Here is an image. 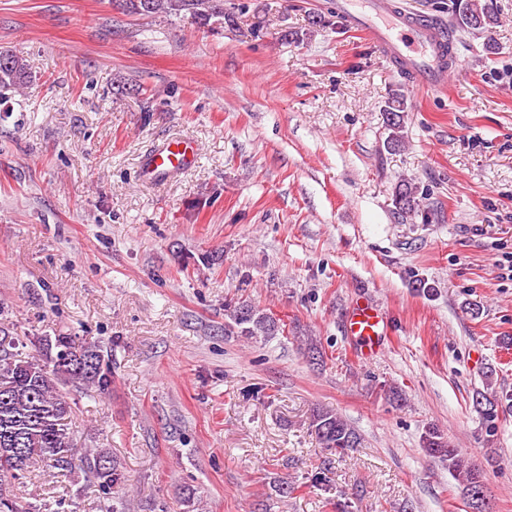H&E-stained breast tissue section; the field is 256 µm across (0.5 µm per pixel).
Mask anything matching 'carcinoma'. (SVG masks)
<instances>
[{"label":"carcinoma","instance_id":"1","mask_svg":"<svg viewBox=\"0 0 512 512\" xmlns=\"http://www.w3.org/2000/svg\"><path fill=\"white\" fill-rule=\"evenodd\" d=\"M111 4L129 15H190L203 26L224 27V0H111ZM453 12L457 23L490 34L499 24L496 0H456ZM31 72L24 57L0 50V88L20 89L29 82ZM386 123L391 130L388 145H402L405 112L404 96L395 93L386 103ZM396 213L406 218L417 206L415 191L408 183L393 192ZM228 321L224 335L257 338L274 336L282 327L263 310L245 302L224 304ZM114 362L112 347L100 340L79 341L56 330L30 338L16 324L0 322V512H34L33 506L20 500L13 483L27 478L41 463L49 462L68 476L79 469L95 488L100 512H122L116 497L126 476L120 462L108 448H94L75 457V434L71 417L75 412L74 395L112 394ZM502 399L479 394L475 407L486 422V432H497L496 420ZM311 428L323 447L340 453L353 450L361 442L360 434L342 416L328 410L313 414ZM426 451L448 466L459 482L470 512H490V503L474 498L487 492L483 472L470 464L460 449L432 427L423 437Z\"/></svg>","mask_w":512,"mask_h":512}]
</instances>
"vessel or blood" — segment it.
<instances>
[{"label":"vessel or blood","instance_id":"obj_1","mask_svg":"<svg viewBox=\"0 0 512 512\" xmlns=\"http://www.w3.org/2000/svg\"><path fill=\"white\" fill-rule=\"evenodd\" d=\"M342 8L353 29L389 59L404 64L419 84L437 88L445 83L448 39L438 26L391 0H344ZM197 157L198 147L193 141L170 140L145 155L140 177L147 183L161 181L190 167ZM387 327L384 311L365 298L357 300L347 317L348 333L366 356L377 351Z\"/></svg>","mask_w":512,"mask_h":512}]
</instances>
